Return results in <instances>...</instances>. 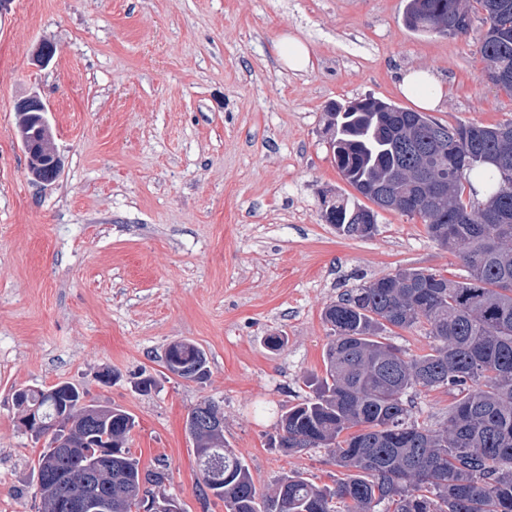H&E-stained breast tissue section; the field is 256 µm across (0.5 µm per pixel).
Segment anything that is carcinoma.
<instances>
[{"label": "carcinoma", "instance_id": "obj_1", "mask_svg": "<svg viewBox=\"0 0 512 512\" xmlns=\"http://www.w3.org/2000/svg\"><path fill=\"white\" fill-rule=\"evenodd\" d=\"M486 30L479 53L496 86L512 92V0H407L403 21L419 34L465 36L475 10ZM41 109L19 113V138L39 142L46 155L30 168L37 182L60 171L51 127ZM324 134L336 150L343 179L369 204L322 192L336 230L367 237L379 212L417 216L430 238L458 250L468 275L400 268L344 293L326 307L332 339L324 353L325 376L305 384L312 395L282 408L279 448L299 454L327 448L341 476L319 488L301 473L283 475L260 494L248 466L224 442V429L199 424L191 431L205 492L224 501L226 512H512V122L448 126L421 112L365 97L326 107ZM489 187L478 197L470 176ZM420 328L429 351L408 356L391 339L393 329ZM167 356L184 366L180 377L207 375L205 352L188 341ZM454 393L448 421L439 429L419 422L413 395L419 389ZM25 407L53 421L69 404L82 416L56 468L37 460L41 512H55L71 476L101 448H121L109 470L87 471L88 485L112 499V512H139L143 483L157 486L162 471L142 473L126 447L136 426L132 414L87 399L63 382L23 388Z\"/></svg>", "mask_w": 512, "mask_h": 512}]
</instances>
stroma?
<instances>
[{"mask_svg": "<svg viewBox=\"0 0 512 512\" xmlns=\"http://www.w3.org/2000/svg\"><path fill=\"white\" fill-rule=\"evenodd\" d=\"M405 0H12L0 15V512H39L41 450L12 394L68 381L132 414L142 470L166 468L183 512H225L204 496L185 430L210 400L257 489L284 474L331 484L325 449L287 455L283 406L324 372L325 308L400 268L452 280L467 270L425 223L381 212L374 235L346 237L320 218L319 192L354 190L323 134L325 107L372 96L406 109V69L447 94L433 118L512 120V94L484 82L485 30L419 35ZM311 50L285 67L287 36ZM54 57L34 62L41 42ZM39 95L61 159L35 183L15 104ZM286 338L278 349L267 336ZM178 341L208 357L204 382L162 363ZM110 372L113 381L97 377ZM152 376L150 393L135 384Z\"/></svg>", "mask_w": 512, "mask_h": 512, "instance_id": "obj_1", "label": "stroma"}]
</instances>
